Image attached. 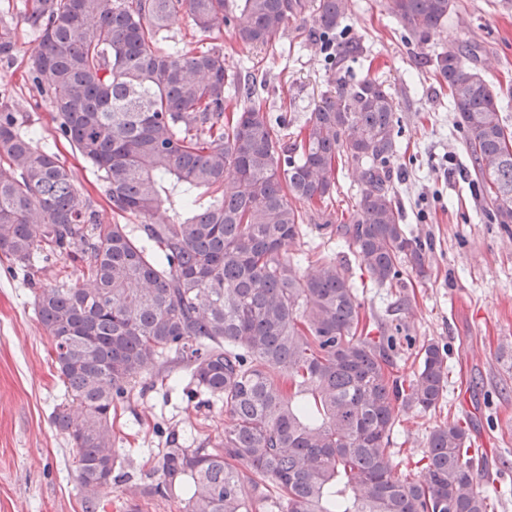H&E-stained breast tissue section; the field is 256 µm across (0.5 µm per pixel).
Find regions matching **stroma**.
<instances>
[{
	"label": "stroma",
	"instance_id": "obj_1",
	"mask_svg": "<svg viewBox=\"0 0 512 512\" xmlns=\"http://www.w3.org/2000/svg\"><path fill=\"white\" fill-rule=\"evenodd\" d=\"M25 0H0V22L15 33L12 62L0 61V99L29 115L39 142H52L70 168L80 192L90 194L102 223H115L92 166L64 141H55V111L27 77L36 37L24 20ZM346 35L360 50L337 65L324 53L304 47L311 15L288 25L286 37L264 49L239 47L229 32L204 34L187 14L173 21L172 36L188 48L217 44L225 67L255 79L271 118L295 130L327 91V75L352 81L367 75L390 85L399 104V151L390 162L392 181L409 233L421 238L431 267L426 279L407 272L401 288L367 283L359 257L337 248L335 228L308 224L303 249L311 273L315 255L347 257L366 315L384 328L402 327L411 344L396 358L411 374L418 348L439 344L446 354L448 388L441 408L401 415L390 436L396 475L417 481L419 464L435 425L462 421L472 447L481 449L493 475L486 492L496 512H512V224L489 223L490 203L477 191L448 87L437 76L435 57L461 49L467 67L481 71L493 86L512 88V0H457L456 11L429 40L415 42L387 15L382 0H351ZM295 102L284 110V100ZM144 372L114 422L116 467L158 464L175 434L182 447L213 445L217 410L196 406L181 390L152 386ZM64 398L55 356L34 311L24 273L0 260V512H84L76 480L75 451L51 423ZM96 512H181L175 499L146 502L115 486L101 493Z\"/></svg>",
	"mask_w": 512,
	"mask_h": 512
}]
</instances>
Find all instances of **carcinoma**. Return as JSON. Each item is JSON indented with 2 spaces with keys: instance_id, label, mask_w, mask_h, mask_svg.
<instances>
[{
  "instance_id": "cac0c4a2",
  "label": "carcinoma",
  "mask_w": 512,
  "mask_h": 512,
  "mask_svg": "<svg viewBox=\"0 0 512 512\" xmlns=\"http://www.w3.org/2000/svg\"><path fill=\"white\" fill-rule=\"evenodd\" d=\"M313 9L307 43L336 57L350 0H26L38 35L28 73L56 112V133L97 173L112 212L104 224L72 172L36 144L23 112L0 104V255L27 273L37 319L56 355L65 400L52 422L76 451L85 512L130 476L116 472L114 413L151 365L172 367L201 403L229 418L212 448H167L128 492L176 498L183 512H491L483 465L459 422L435 426L427 479L397 476L388 456L399 416L443 401L438 344L418 351L405 383L394 337L371 335L348 269L319 256L300 268L308 212L329 227L336 167L360 198L338 237L371 283L421 279L425 245L407 234L391 185L399 104L385 82L331 71L327 91L285 141L264 99L224 67V48L187 50L169 35L185 12L201 32L239 45L280 42ZM403 31L425 41L455 0H384ZM16 42L0 26V60ZM488 220L512 224L509 103L459 51L437 55ZM243 94L247 103L224 112ZM61 260L51 286L40 275Z\"/></svg>"
}]
</instances>
